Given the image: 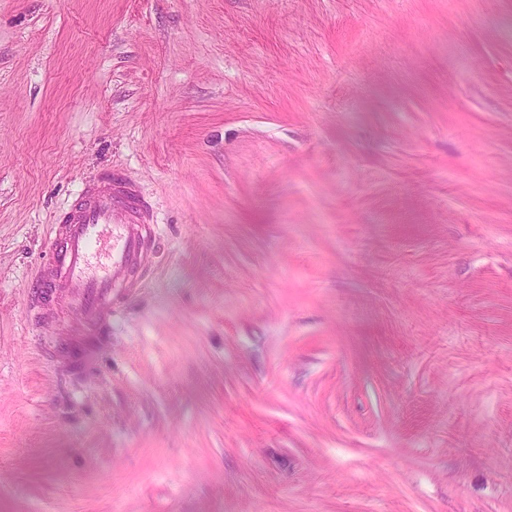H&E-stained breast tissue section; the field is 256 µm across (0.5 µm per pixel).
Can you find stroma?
Listing matches in <instances>:
<instances>
[{"instance_id":"stroma-1","label":"stroma","mask_w":512,"mask_h":512,"mask_svg":"<svg viewBox=\"0 0 512 512\" xmlns=\"http://www.w3.org/2000/svg\"><path fill=\"white\" fill-rule=\"evenodd\" d=\"M106 170L157 250L80 369ZM0 512H512V0H0ZM156 231L153 215L139 187L104 172L89 181L59 218L54 231V261L43 269L34 308L52 321L57 306L80 314V336L72 354L91 360L98 336L112 333V308L137 286L134 274L150 265Z\"/></svg>"}]
</instances>
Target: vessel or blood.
Returning a JSON list of instances; mask_svg holds the SVG:
<instances>
[{"label": "vessel or blood", "instance_id": "obj_1", "mask_svg": "<svg viewBox=\"0 0 512 512\" xmlns=\"http://www.w3.org/2000/svg\"><path fill=\"white\" fill-rule=\"evenodd\" d=\"M156 231L139 187L109 172L89 181L61 215L54 231V261L44 269L37 315L52 320L54 308L80 314L72 350L91 359L100 336L112 331V309L137 286L135 273L150 265Z\"/></svg>", "mask_w": 512, "mask_h": 512}]
</instances>
